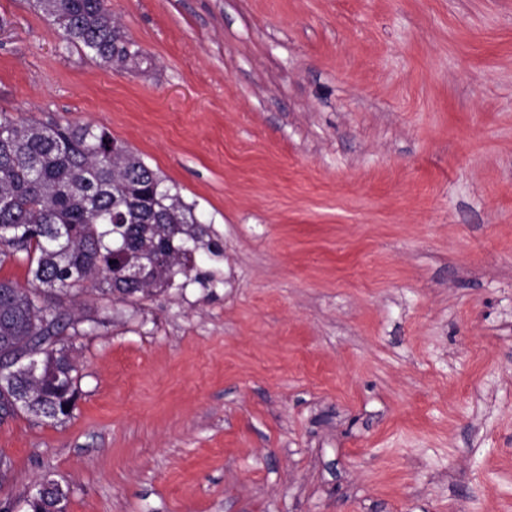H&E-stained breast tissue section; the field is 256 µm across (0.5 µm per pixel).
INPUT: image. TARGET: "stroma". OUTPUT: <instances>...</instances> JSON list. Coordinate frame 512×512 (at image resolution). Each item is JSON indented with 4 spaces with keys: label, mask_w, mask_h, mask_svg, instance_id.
<instances>
[{
    "label": "stroma",
    "mask_w": 512,
    "mask_h": 512,
    "mask_svg": "<svg viewBox=\"0 0 512 512\" xmlns=\"http://www.w3.org/2000/svg\"><path fill=\"white\" fill-rule=\"evenodd\" d=\"M100 64L0 0V110L105 127L219 247L86 296L79 395L0 506L512 512V0H108ZM50 490L40 491L29 502L31 512H65L69 490L55 480Z\"/></svg>",
    "instance_id": "35a3bbf8"
}]
</instances>
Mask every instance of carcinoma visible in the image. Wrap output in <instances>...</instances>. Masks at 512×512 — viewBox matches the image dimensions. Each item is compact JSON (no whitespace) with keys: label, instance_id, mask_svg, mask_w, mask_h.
Here are the masks:
<instances>
[{"label":"carcinoma","instance_id":"1","mask_svg":"<svg viewBox=\"0 0 512 512\" xmlns=\"http://www.w3.org/2000/svg\"><path fill=\"white\" fill-rule=\"evenodd\" d=\"M65 42L112 66L141 54L107 0H35ZM207 230L164 179L103 127L0 110V266L23 259L24 285L0 279V422L71 418L77 367L64 333L81 334L77 300L144 299L192 279ZM69 490L37 491L31 512H66Z\"/></svg>","mask_w":512,"mask_h":512}]
</instances>
